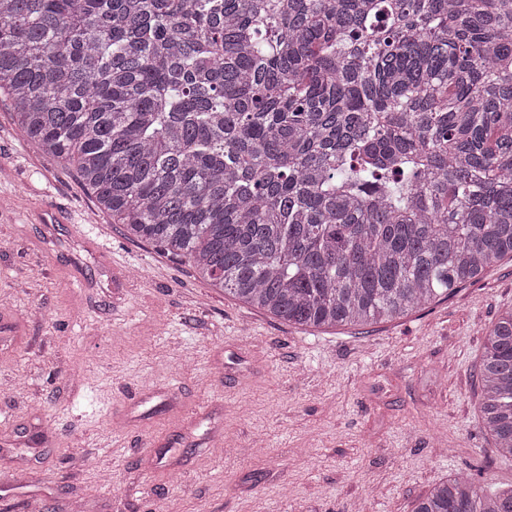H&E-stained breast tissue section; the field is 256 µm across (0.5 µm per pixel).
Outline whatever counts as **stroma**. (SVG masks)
I'll use <instances>...</instances> for the list:
<instances>
[{"mask_svg": "<svg viewBox=\"0 0 512 512\" xmlns=\"http://www.w3.org/2000/svg\"><path fill=\"white\" fill-rule=\"evenodd\" d=\"M511 308L506 259L391 321L288 324L129 237L0 95V512H412L457 474L510 489L476 369Z\"/></svg>", "mask_w": 512, "mask_h": 512, "instance_id": "stroma-1", "label": "stroma"}]
</instances>
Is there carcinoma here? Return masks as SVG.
<instances>
[{"mask_svg":"<svg viewBox=\"0 0 512 512\" xmlns=\"http://www.w3.org/2000/svg\"><path fill=\"white\" fill-rule=\"evenodd\" d=\"M0 93L126 233L301 327L512 259V0H0ZM484 429L512 458V309ZM414 512H512L454 476Z\"/></svg>","mask_w":512,"mask_h":512,"instance_id":"obj_1","label":"carcinoma"}]
</instances>
